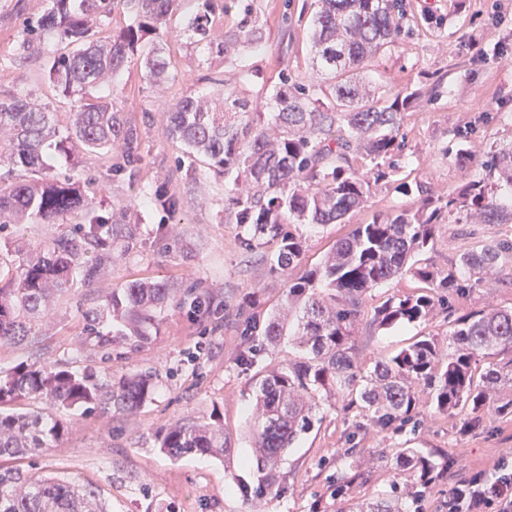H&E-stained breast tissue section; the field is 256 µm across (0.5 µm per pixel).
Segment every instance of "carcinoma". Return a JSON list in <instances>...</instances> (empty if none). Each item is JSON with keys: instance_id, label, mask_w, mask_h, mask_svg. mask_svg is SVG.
Wrapping results in <instances>:
<instances>
[{"instance_id": "carcinoma-1", "label": "carcinoma", "mask_w": 512, "mask_h": 512, "mask_svg": "<svg viewBox=\"0 0 512 512\" xmlns=\"http://www.w3.org/2000/svg\"><path fill=\"white\" fill-rule=\"evenodd\" d=\"M313 18V65L333 80L335 103L325 105L318 85L288 83L275 89L269 112L235 92L224 93L219 109L194 96L181 98L168 112L169 135L184 147L187 173L205 167L233 176L228 210L253 236L276 244L266 257L270 268L294 269L301 260L297 226L333 224L367 201L370 180L401 170L404 149L401 120L415 93L375 98L359 83V69L394 42L407 21L403 0H318ZM183 0H50L37 31L52 34L60 48L48 68L53 82L76 97L67 136L60 135L53 113L13 98L0 101V167L18 176L0 178V224H56L68 215L91 210L92 201L71 176L56 173L46 150L73 142L86 152L120 150L129 164L140 161L139 133L114 102L86 90L119 73L145 40L142 76L158 85L169 77L164 52L168 15ZM122 11L129 24L108 40H97L93 20ZM218 0H196L186 29L203 41ZM257 49L262 26L245 25L237 35ZM482 173L464 183L445 203L421 199L415 210L401 209L358 224L336 242L320 265L288 278L283 311L262 328L250 326L267 342L293 338L301 360L268 371L255 383L256 417L251 426L256 450V484L245 493L262 498L274 490L279 461L313 424L311 399L341 395L344 409L359 410L374 428L384 430L411 418L417 389H430L439 411L460 416L465 431L483 426L484 415L512 417V308L473 310L457 316L441 358L435 337H427L375 362L363 372L353 358L352 337L364 312V298L378 285L405 275L421 284L411 294L391 296L375 307L372 324L389 328L426 318L440 302L438 289L463 296L483 283L501 263H512V245L485 244L460 256L444 273L413 261L432 241L437 225L453 212L481 224L512 223V205L499 201L500 182L512 186V142L493 144ZM148 201L162 212L176 210V197L156 186ZM136 225L95 216L78 230L52 238L18 270L0 265V342L20 343L43 319L53 298L72 287L75 277L92 280L112 263L114 248L129 247ZM173 292L153 282L115 288L103 312L119 325L122 341L149 338ZM153 375L140 373L114 382L94 373L58 370L21 362L0 374V512H111L93 482L44 475L12 461L52 450L66 426L41 411L5 412L1 407L40 399L63 410L131 413L150 397ZM159 451L173 461L188 454L224 460L230 456L222 427L177 421L158 435ZM395 464L416 492L428 489L450 469L448 456L435 459L416 448H400ZM360 474L336 477L332 494L344 498ZM340 512H402L388 501L364 499Z\"/></svg>"}]
</instances>
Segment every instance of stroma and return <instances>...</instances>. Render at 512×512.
<instances>
[{
    "label": "stroma",
    "mask_w": 512,
    "mask_h": 512,
    "mask_svg": "<svg viewBox=\"0 0 512 512\" xmlns=\"http://www.w3.org/2000/svg\"><path fill=\"white\" fill-rule=\"evenodd\" d=\"M411 18L395 42L362 68L372 94L417 93L401 121L406 167L374 183L365 206L335 224L300 227L302 257L295 275L320 264L336 241L373 216L417 206L419 196L404 184H421L432 197H445L481 171L491 144L512 142V0H405ZM48 8V0H0V99L18 97L53 112L66 127L74 109L48 79L44 60L57 45L43 37L20 60L28 24ZM316 0H224V9L209 25V38L226 43L218 57L196 43L185 29L187 8L168 20L165 56L170 78L154 86L141 77L139 60H131L112 80L110 94L124 117L141 135V160L124 165L119 153L52 151L56 168L91 180L88 193L96 213H112L135 224L133 248L104 267L90 283L75 282L57 296L32 342L0 343V371L22 362L73 370L91 368L112 379L149 372L155 376L151 398L128 415L93 412L67 416L68 432L56 450L37 457L46 474L75 481L93 480L104 490L112 512H338L330 483L345 471L343 452L356 445L366 481L355 497L401 499L407 512H448V491L477 471L493 472L512 458V421L485 417L482 429L465 433L459 417L439 412L427 388H420L414 421L379 432L356 428L355 412L320 401L313 427L299 436L278 465L279 481L265 498L253 501L241 489L252 477L249 437L258 372L297 360L288 340L270 346L244 332L247 320L265 319L281 307L287 275L271 270L265 255L274 244L250 248V231L225 210L224 178L202 171L189 176L178 159L181 149L168 134L165 114L187 94L206 99L234 90L266 101L288 77L322 89L332 99L333 84L311 66L312 16ZM257 15L265 44L254 50L236 42L235 33L248 15ZM251 70L240 77L241 65ZM467 134L469 162L455 159L456 131ZM167 186L178 200L165 214L148 204L146 189ZM87 214L64 224H16L0 231V261L20 263L52 236L87 222ZM488 241L512 242V224H477L448 218L432 243L416 254L419 265L447 270L469 249ZM151 280L180 289H195L214 308L193 311L181 295L172 299L148 340L99 344L90 340L83 315L103 305L112 289ZM407 277L391 280L368 293L365 321L355 330V360L364 369L393 356L422 337H436L447 348L449 312L512 307V265L496 269L490 281L437 307L425 321L380 328L368 321L387 297L412 293ZM192 419L223 426L232 449L229 460L188 455L171 461L159 453L160 429ZM401 448L442 451L454 460L447 476L424 498L403 492L409 479L396 469L392 454Z\"/></svg>",
    "instance_id": "1"
}]
</instances>
